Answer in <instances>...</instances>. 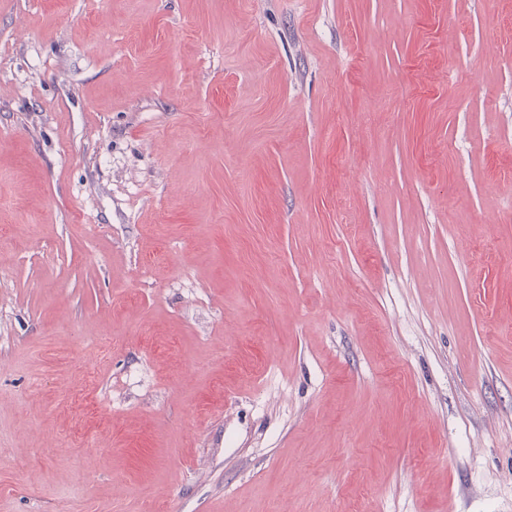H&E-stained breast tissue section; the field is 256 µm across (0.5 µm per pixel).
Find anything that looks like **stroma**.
<instances>
[{
    "mask_svg": "<svg viewBox=\"0 0 512 512\" xmlns=\"http://www.w3.org/2000/svg\"><path fill=\"white\" fill-rule=\"evenodd\" d=\"M0 512H512V0H0Z\"/></svg>",
    "mask_w": 512,
    "mask_h": 512,
    "instance_id": "1",
    "label": "stroma"
}]
</instances>
